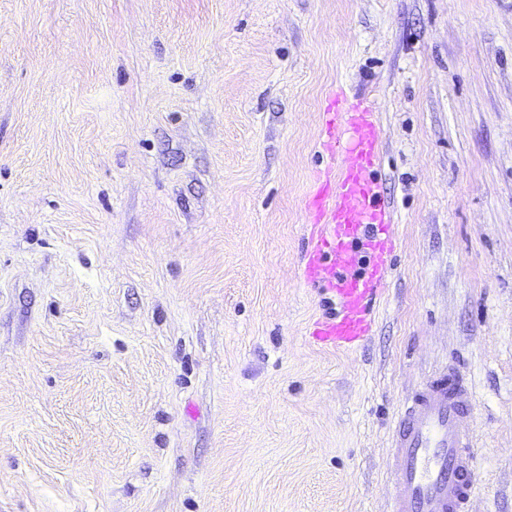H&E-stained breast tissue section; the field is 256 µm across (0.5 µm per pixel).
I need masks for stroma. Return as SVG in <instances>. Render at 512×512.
<instances>
[{
    "instance_id": "1",
    "label": "stroma",
    "mask_w": 512,
    "mask_h": 512,
    "mask_svg": "<svg viewBox=\"0 0 512 512\" xmlns=\"http://www.w3.org/2000/svg\"><path fill=\"white\" fill-rule=\"evenodd\" d=\"M337 93L397 243L354 351L300 264ZM455 362L512 512V0H0V512H387Z\"/></svg>"
}]
</instances>
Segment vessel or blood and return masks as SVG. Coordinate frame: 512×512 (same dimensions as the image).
<instances>
[{
  "mask_svg": "<svg viewBox=\"0 0 512 512\" xmlns=\"http://www.w3.org/2000/svg\"><path fill=\"white\" fill-rule=\"evenodd\" d=\"M325 169L306 208L312 230L303 274L331 311L310 335L319 345L359 348L372 336L396 245L392 216L374 172L382 128L371 106L329 107L322 117ZM392 433L389 512H468L477 486L474 399L467 377L452 366L401 409Z\"/></svg>",
  "mask_w": 512,
  "mask_h": 512,
  "instance_id": "1",
  "label": "vessel or blood"
}]
</instances>
